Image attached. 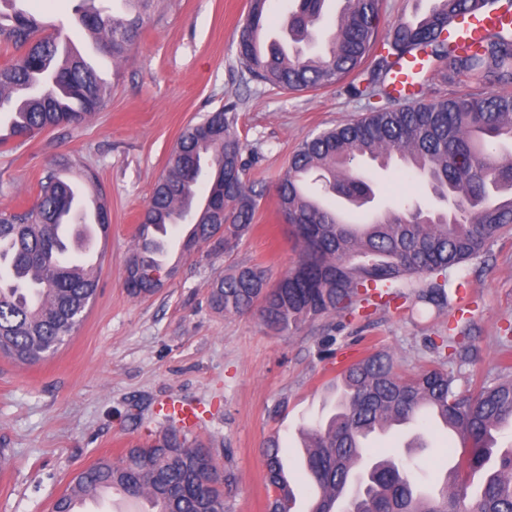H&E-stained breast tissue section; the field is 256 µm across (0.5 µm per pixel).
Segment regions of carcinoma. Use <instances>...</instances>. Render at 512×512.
Masks as SVG:
<instances>
[{
	"label": "carcinoma",
	"mask_w": 512,
	"mask_h": 512,
	"mask_svg": "<svg viewBox=\"0 0 512 512\" xmlns=\"http://www.w3.org/2000/svg\"><path fill=\"white\" fill-rule=\"evenodd\" d=\"M496 0H435L416 21H399L379 38L383 0H341L324 48L305 55L299 44L315 41L329 0H296L282 24V37L260 48L256 34L271 20L267 0H251L238 42L241 68L273 88L303 91L347 84L357 98L378 97L357 120L327 128L302 140L276 186L278 210L289 224L299 259L274 286L258 267L237 266L211 284L210 303L226 315L257 312L278 332L298 329L326 314L352 315L371 301V291L405 298L438 313L448 310L450 271L485 258L487 245L512 228V159L494 156L496 141L512 139V23L488 29L475 48L462 50L444 36L448 22ZM131 17L96 8L79 21L97 50L119 61L143 28L151 0H126ZM35 16L17 11L0 21V45L20 51L0 65V111L12 106L9 136L22 138L59 126H78L107 103L96 71L60 35H43ZM422 54L426 67L413 77L414 92L401 98L389 91L397 60ZM463 83L448 98H430L434 81ZM497 83L486 93L472 86ZM233 109L218 110L188 126L171 152L165 171L146 204L126 262L127 287L145 297L162 287L163 265L152 259L157 240L145 235L190 221L188 241L213 240L229 250L253 226L263 190L246 178L243 144L234 130ZM416 174L440 201L460 200L451 214L424 211L414 201L385 208L383 217L360 224L336 222L335 205L312 203L310 178L357 208L373 201L363 159L389 167L393 156ZM221 212L198 194L201 176ZM69 184L49 171L37 184V198L21 214L0 213V355L31 365L54 354L78 330L94 299V272L79 266L56 233L60 217L76 213ZM341 412L302 432L305 480L320 490L309 512H512V448L488 445L489 437L512 425V368L462 391L456 376L433 364L402 375L393 355L381 350L340 373ZM443 418L463 440L453 473L440 468L439 496L418 489L407 461L378 448L367 432L388 420L414 427ZM269 495L268 512H292L297 496L284 471L280 438L260 449ZM235 482L221 472L206 447L177 428L146 446H134L116 461L102 458L80 471L53 504V512H73L76 497L103 489L148 498L155 512H226L224 487Z\"/></svg>",
	"instance_id": "carcinoma-1"
}]
</instances>
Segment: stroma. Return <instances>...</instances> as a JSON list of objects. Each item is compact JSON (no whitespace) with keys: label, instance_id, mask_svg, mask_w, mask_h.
I'll list each match as a JSON object with an SVG mask.
<instances>
[{"label":"stroma","instance_id":"1","mask_svg":"<svg viewBox=\"0 0 512 512\" xmlns=\"http://www.w3.org/2000/svg\"><path fill=\"white\" fill-rule=\"evenodd\" d=\"M15 6L57 25L76 50L92 42L78 22L79 0ZM249 8L250 0H154L123 63L87 58L111 90L104 110L77 127L0 144V211L29 206L48 161L62 155L96 172L110 218L107 260L77 333L36 365L0 357V512H51L76 472L168 428L159 407L172 398L200 407L189 437L236 477L224 493L228 512H267L264 440L279 435L296 463L301 430L330 415L321 406L329 382L367 353L389 351L399 372L413 375L429 366L430 341L452 336L465 348L445 362L459 389L499 372V341L512 336V234L490 243L485 267L452 271L466 302L436 318L391 305L365 319L331 314L278 333L257 315L211 308L210 285L230 267L256 264L275 282L296 264L274 186L299 141L366 111L341 88L288 92L252 81L238 63ZM231 104L247 177L265 191L252 232L227 253L208 245L182 253L158 292L131 297L126 260L171 150L186 127ZM368 175L376 209L413 199L440 205L414 176Z\"/></svg>","mask_w":512,"mask_h":512}]
</instances>
